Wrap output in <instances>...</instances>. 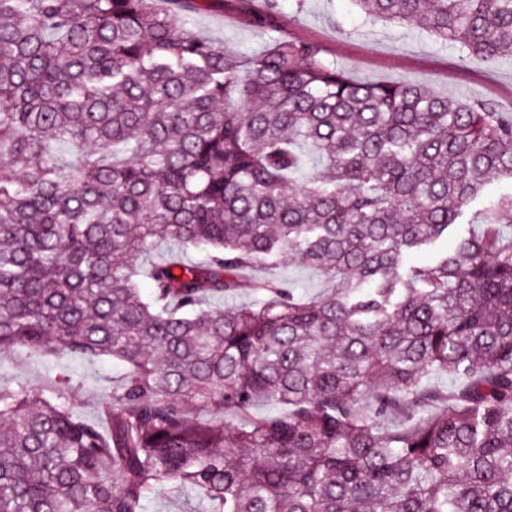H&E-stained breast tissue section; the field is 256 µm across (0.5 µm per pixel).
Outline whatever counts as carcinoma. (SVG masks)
<instances>
[{
    "label": "carcinoma",
    "instance_id": "obj_1",
    "mask_svg": "<svg viewBox=\"0 0 512 512\" xmlns=\"http://www.w3.org/2000/svg\"><path fill=\"white\" fill-rule=\"evenodd\" d=\"M352 3L512 57V0ZM216 5L0 0V353L127 367L105 434L0 384V512H512V117L310 41L240 60L187 28ZM289 255L316 296L249 274Z\"/></svg>",
    "mask_w": 512,
    "mask_h": 512
}]
</instances>
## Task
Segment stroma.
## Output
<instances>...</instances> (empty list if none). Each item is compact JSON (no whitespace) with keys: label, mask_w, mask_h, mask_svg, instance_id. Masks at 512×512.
Returning a JSON list of instances; mask_svg holds the SVG:
<instances>
[{"label":"stroma","mask_w":512,"mask_h":512,"mask_svg":"<svg viewBox=\"0 0 512 512\" xmlns=\"http://www.w3.org/2000/svg\"><path fill=\"white\" fill-rule=\"evenodd\" d=\"M190 26L198 35L247 57L263 52L276 37L309 40L353 76L422 83L464 101L490 102L512 115V59L492 65L462 62L457 49L422 29L363 22L351 0H278L271 16L264 0H220L217 8L192 15ZM124 371L123 363L112 358H57L16 348L0 366V383L33 390L47 378L69 376L70 401L84 419L95 421L101 396Z\"/></svg>","instance_id":"1"}]
</instances>
